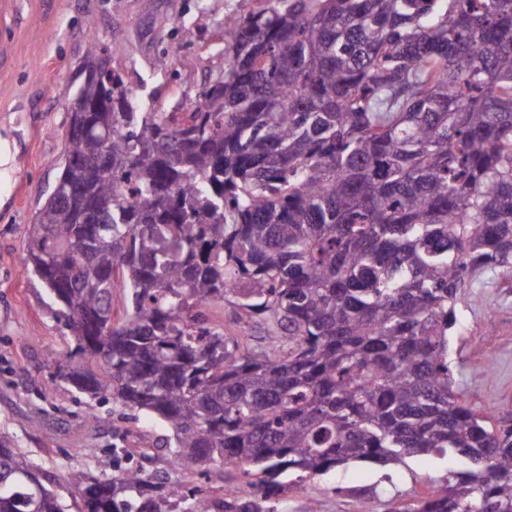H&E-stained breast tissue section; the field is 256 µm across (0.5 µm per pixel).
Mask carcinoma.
I'll return each instance as SVG.
<instances>
[{"label":"carcinoma","mask_w":512,"mask_h":512,"mask_svg":"<svg viewBox=\"0 0 512 512\" xmlns=\"http://www.w3.org/2000/svg\"><path fill=\"white\" fill-rule=\"evenodd\" d=\"M224 51L191 112L79 85L25 237L75 343L57 377L163 421L185 475L244 467L222 512H277L287 471L423 454L457 467L405 512H512V414L490 424L449 361L463 274L512 277V0H263ZM227 297L272 319L263 347L209 321ZM118 457L66 474L78 512H213ZM57 479L0 436V512H66Z\"/></svg>","instance_id":"obj_1"}]
</instances>
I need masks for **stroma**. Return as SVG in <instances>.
Here are the masks:
<instances>
[{"instance_id":"35a3bbf8","label":"stroma","mask_w":512,"mask_h":512,"mask_svg":"<svg viewBox=\"0 0 512 512\" xmlns=\"http://www.w3.org/2000/svg\"><path fill=\"white\" fill-rule=\"evenodd\" d=\"M259 0H0V136L15 158L0 167V435L35 464L63 474L89 469L110 448L128 465L171 480L158 420L93 401L56 378L46 352L74 346L66 321L25 265V234L60 172L72 105L90 34L113 68L139 91L145 112L191 111L225 67L224 19ZM207 315L225 335L264 341L268 321L240 323L231 303ZM449 337L457 392L480 412L512 409V279L501 268L466 275ZM109 417L94 427L89 412ZM421 455L405 466L356 462L323 475L289 477L280 512H386L426 498L453 468Z\"/></svg>"}]
</instances>
